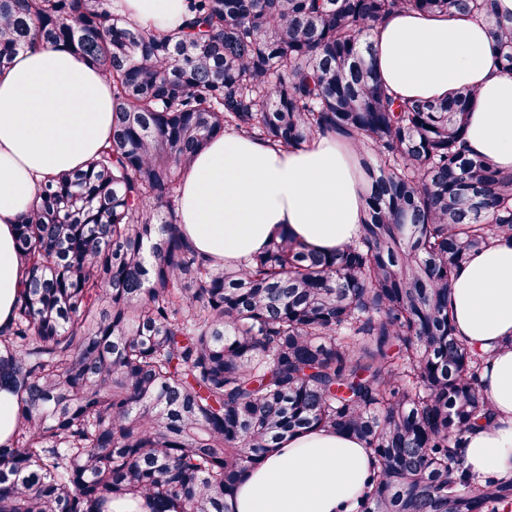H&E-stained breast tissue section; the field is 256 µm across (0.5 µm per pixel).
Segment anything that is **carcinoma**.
<instances>
[{
  "mask_svg": "<svg viewBox=\"0 0 512 512\" xmlns=\"http://www.w3.org/2000/svg\"><path fill=\"white\" fill-rule=\"evenodd\" d=\"M186 25L130 24L110 0H0V70L64 45L112 86V134L38 191L18 225L25 279L0 328V512H231L246 470L313 427L375 459L355 512H505L477 475L489 353L456 335V269L512 241V172L467 150L470 88L398 101L369 60L388 14L475 13L512 72L495 0H184ZM282 148L334 133L363 150L365 221L323 254L288 233L239 266L200 254L175 210L208 141ZM19 406L16 397L6 389L0 390V442L3 443L17 425Z\"/></svg>",
  "mask_w": 512,
  "mask_h": 512,
  "instance_id": "1",
  "label": "carcinoma"
}]
</instances>
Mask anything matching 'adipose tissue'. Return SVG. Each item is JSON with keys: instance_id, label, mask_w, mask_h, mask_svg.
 Masks as SVG:
<instances>
[{"instance_id": "adipose-tissue-1", "label": "adipose tissue", "mask_w": 512, "mask_h": 512, "mask_svg": "<svg viewBox=\"0 0 512 512\" xmlns=\"http://www.w3.org/2000/svg\"><path fill=\"white\" fill-rule=\"evenodd\" d=\"M133 24L182 27L183 0H114ZM373 69L400 99L477 98L467 148L512 172V72L502 68L479 15L401 11L370 33ZM112 131L104 74L69 48L19 52L0 72V326L12 318L25 278L17 227L39 188L84 166ZM367 186L352 147L335 135L273 148L235 133L212 138L182 177L181 236L202 254L239 264L281 232L329 253L350 243L365 218ZM448 306L458 336L490 357L481 388L494 415L467 433L464 453L479 473L512 472V242L472 256L453 277ZM374 468L356 438L323 428L289 436L237 484L232 512H353Z\"/></svg>"}]
</instances>
